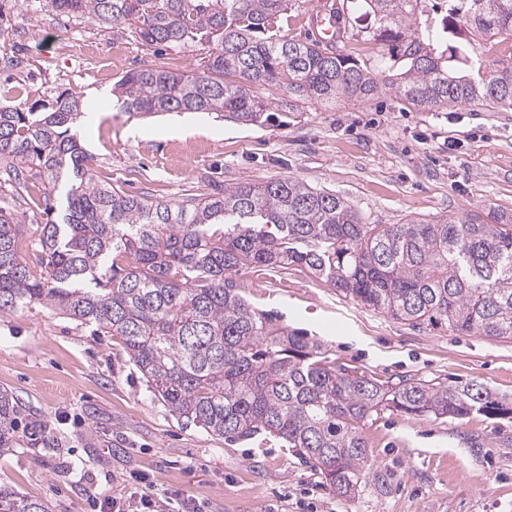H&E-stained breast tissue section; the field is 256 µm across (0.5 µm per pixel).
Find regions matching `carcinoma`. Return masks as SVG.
<instances>
[{"instance_id": "cac0c4a2", "label": "carcinoma", "mask_w": 512, "mask_h": 512, "mask_svg": "<svg viewBox=\"0 0 512 512\" xmlns=\"http://www.w3.org/2000/svg\"><path fill=\"white\" fill-rule=\"evenodd\" d=\"M293 0H51L60 15L128 25L146 47L205 46L203 70L137 69L115 83L130 115L219 112L241 125L312 103L370 102L395 92L417 110L475 102L512 109V58L492 66L481 40L512 33V0H358L366 36L387 46L369 65L344 48L295 41L277 21ZM394 72L380 79L378 72ZM78 97L41 111L0 107V172L32 165L46 214L20 261L21 222L0 205V314L32 304L120 339L148 387L178 419L242 443L269 433L340 496L370 462L363 426L384 410L464 419L512 415L486 384L414 376L393 383L329 359L323 342L251 306L232 273L302 265L341 294L395 320L512 339V215L374 224L334 192L299 178L243 183L173 203L99 182L73 126ZM18 397L0 388V453L15 445ZM0 512H49L0 486Z\"/></svg>"}]
</instances>
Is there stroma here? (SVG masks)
Here are the masks:
<instances>
[{
	"label": "stroma",
	"instance_id": "obj_1",
	"mask_svg": "<svg viewBox=\"0 0 512 512\" xmlns=\"http://www.w3.org/2000/svg\"><path fill=\"white\" fill-rule=\"evenodd\" d=\"M201 48L143 46L129 27L67 17L48 0H0V105L80 98L78 134L98 181L159 200L281 177L344 197L370 221L493 219L512 213V110L480 104L423 112L394 94L312 103L261 126L219 113L141 118L120 112L114 83L129 71L200 69ZM233 281L257 308L324 341L337 363L385 380L413 375L483 382L512 403V339L412 326L344 298L299 265L251 267ZM22 409L16 444L0 455V484L51 512H93L94 498L180 491L201 512H512V418L459 420L385 412L363 434L365 484L341 497L294 449L269 436L245 444L185 427L151 391L118 339L36 304L0 315V388Z\"/></svg>",
	"mask_w": 512,
	"mask_h": 512
}]
</instances>
